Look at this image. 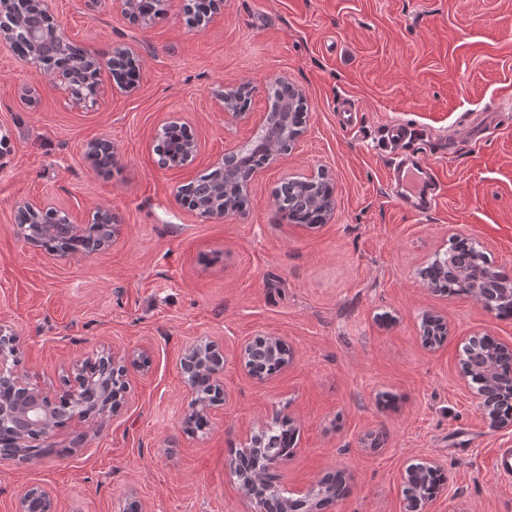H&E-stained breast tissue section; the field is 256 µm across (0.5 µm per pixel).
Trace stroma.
Masks as SVG:
<instances>
[{"instance_id": "stroma-1", "label": "stroma", "mask_w": 512, "mask_h": 512, "mask_svg": "<svg viewBox=\"0 0 512 512\" xmlns=\"http://www.w3.org/2000/svg\"><path fill=\"white\" fill-rule=\"evenodd\" d=\"M184 2L141 28L112 0H51L75 45L140 55L133 91L105 72L85 107L0 49V324L19 339L16 370L57 391L87 356L150 358L129 369L118 413L71 419L54 453L0 463V512H15L27 484L53 489L56 512H119L130 498L142 512H250L229 455L288 417L294 452L273 468L288 497L340 471L349 492L324 512H405L408 467L436 457L445 480L424 512H512V483L494 472L512 427L491 425L461 364L471 337L512 344V319L420 275L461 235L512 276V0H224L194 28ZM280 77L305 100L303 136L257 169L245 213L201 217L182 187L253 140ZM242 84L253 93L238 121L219 95ZM171 120L199 149L163 169L155 135ZM389 124L411 127L410 148L439 174L429 212L390 195L393 159L376 145ZM98 139L113 146L107 173L83 158ZM321 172L332 214L312 228L288 221L275 188ZM26 201L81 225L112 211L120 233L92 256H55L20 237ZM429 313L448 325L432 348L419 336ZM257 336L287 340L293 364L251 376L238 348ZM200 341L224 352V396L192 435L180 363Z\"/></svg>"}]
</instances>
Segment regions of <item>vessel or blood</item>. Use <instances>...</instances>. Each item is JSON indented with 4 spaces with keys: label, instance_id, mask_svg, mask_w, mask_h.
Wrapping results in <instances>:
<instances>
[{
    "label": "vessel or blood",
    "instance_id": "obj_1",
    "mask_svg": "<svg viewBox=\"0 0 512 512\" xmlns=\"http://www.w3.org/2000/svg\"><path fill=\"white\" fill-rule=\"evenodd\" d=\"M395 188L393 198L401 207L418 212L433 209L441 195L442 183L420 156L409 154L392 164L389 171Z\"/></svg>",
    "mask_w": 512,
    "mask_h": 512
}]
</instances>
